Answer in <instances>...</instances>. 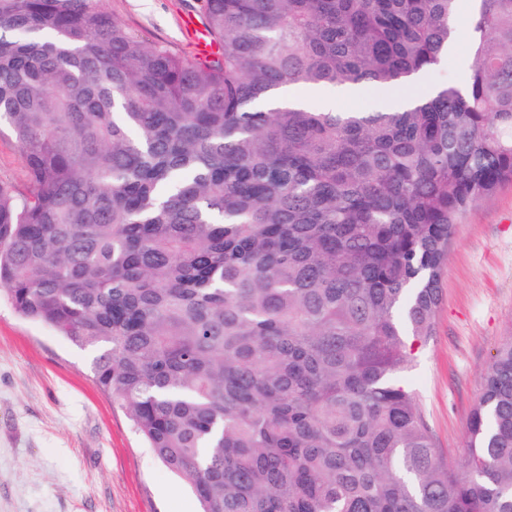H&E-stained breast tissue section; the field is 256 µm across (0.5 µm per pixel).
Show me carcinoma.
Returning <instances> with one entry per match:
<instances>
[{"instance_id":"carcinoma-1","label":"carcinoma","mask_w":512,"mask_h":512,"mask_svg":"<svg viewBox=\"0 0 512 512\" xmlns=\"http://www.w3.org/2000/svg\"><path fill=\"white\" fill-rule=\"evenodd\" d=\"M200 0L219 51L148 43L100 0H0V292L93 351L201 512H512V336L464 470L402 377L435 333L457 218L512 184V0ZM470 76L399 110L271 106ZM469 57L467 47L463 43L456 44L449 53L448 62L424 78L423 83L425 85H438L464 78L469 71L470 65L462 66L460 65V60H466ZM0 183L9 185L18 192H26L29 186L22 152L7 130L0 134Z\"/></svg>"}]
</instances>
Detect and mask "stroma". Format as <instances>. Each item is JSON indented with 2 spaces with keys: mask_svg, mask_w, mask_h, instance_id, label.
<instances>
[{
  "mask_svg": "<svg viewBox=\"0 0 512 512\" xmlns=\"http://www.w3.org/2000/svg\"><path fill=\"white\" fill-rule=\"evenodd\" d=\"M151 42L187 55L182 19L198 0H103ZM0 183L29 176L0 133ZM433 336L416 350L406 383L436 447L462 466L467 427L496 347L512 335V186L457 220L441 279ZM89 351L0 302V512H198L187 483L145 448L125 412L95 384Z\"/></svg>",
  "mask_w": 512,
  "mask_h": 512,
  "instance_id": "obj_1",
  "label": "stroma"
}]
</instances>
